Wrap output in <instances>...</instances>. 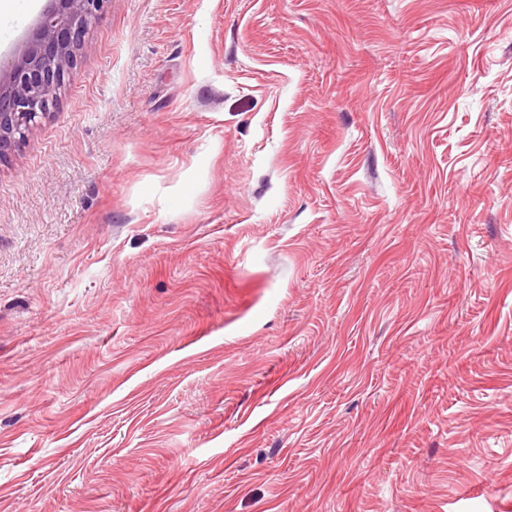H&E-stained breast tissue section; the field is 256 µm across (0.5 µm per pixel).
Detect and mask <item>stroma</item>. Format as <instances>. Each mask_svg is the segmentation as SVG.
<instances>
[{
    "instance_id": "stroma-1",
    "label": "stroma",
    "mask_w": 512,
    "mask_h": 512,
    "mask_svg": "<svg viewBox=\"0 0 512 512\" xmlns=\"http://www.w3.org/2000/svg\"><path fill=\"white\" fill-rule=\"evenodd\" d=\"M0 512H512V0H105L0 160Z\"/></svg>"
}]
</instances>
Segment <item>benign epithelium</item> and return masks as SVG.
I'll list each match as a JSON object with an SVG mask.
<instances>
[{"label": "benign epithelium", "mask_w": 512, "mask_h": 512, "mask_svg": "<svg viewBox=\"0 0 512 512\" xmlns=\"http://www.w3.org/2000/svg\"><path fill=\"white\" fill-rule=\"evenodd\" d=\"M105 0H50L32 36L0 72V160L26 140L58 102L59 90L84 47Z\"/></svg>", "instance_id": "benign-epithelium-1"}]
</instances>
